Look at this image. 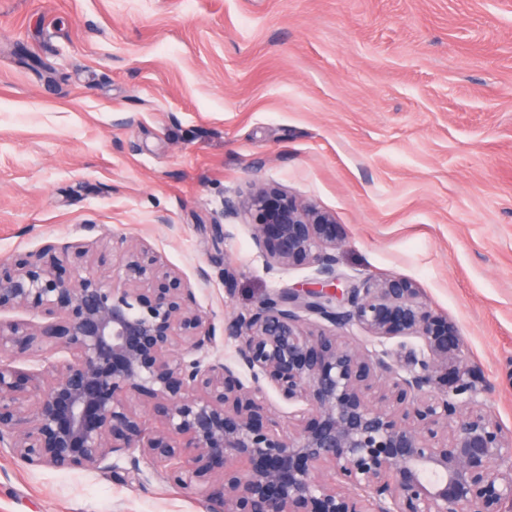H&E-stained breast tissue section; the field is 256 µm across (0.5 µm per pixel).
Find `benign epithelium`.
Listing matches in <instances>:
<instances>
[{"instance_id":"1","label":"benign epithelium","mask_w":512,"mask_h":512,"mask_svg":"<svg viewBox=\"0 0 512 512\" xmlns=\"http://www.w3.org/2000/svg\"><path fill=\"white\" fill-rule=\"evenodd\" d=\"M234 215L253 220L268 269L311 265L319 280L225 321L232 364L192 290L143 243L113 270L82 243L0 268V312L39 317L0 319V448L131 484L151 471L211 512H512V434L417 284L339 275L335 217L274 185L226 201ZM348 326L400 342L365 355L336 334ZM267 385L310 421L280 428Z\"/></svg>"}]
</instances>
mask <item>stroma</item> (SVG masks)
Listing matches in <instances>:
<instances>
[{
	"mask_svg": "<svg viewBox=\"0 0 512 512\" xmlns=\"http://www.w3.org/2000/svg\"><path fill=\"white\" fill-rule=\"evenodd\" d=\"M258 183L335 216L339 273L415 281L512 433V0H0V263L140 240L220 327L317 277L225 216ZM0 512L206 504L0 450Z\"/></svg>",
	"mask_w": 512,
	"mask_h": 512,
	"instance_id": "35a3bbf8",
	"label": "stroma"
}]
</instances>
